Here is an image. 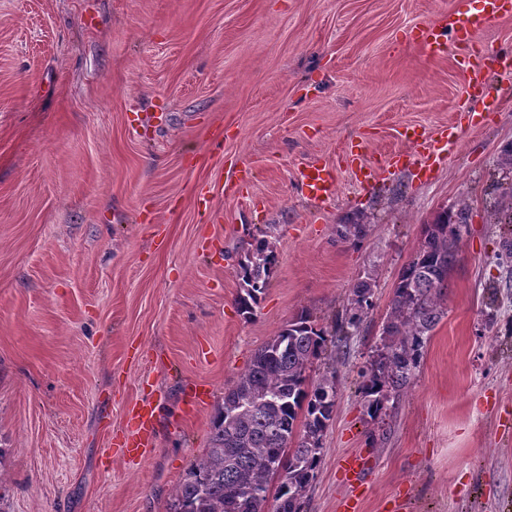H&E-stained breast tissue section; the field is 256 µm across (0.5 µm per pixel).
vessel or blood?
<instances>
[{"instance_id":"1","label":"vessel or blood","mask_w":512,"mask_h":512,"mask_svg":"<svg viewBox=\"0 0 512 512\" xmlns=\"http://www.w3.org/2000/svg\"><path fill=\"white\" fill-rule=\"evenodd\" d=\"M481 7L471 13L465 21L445 17L427 25L420 33L419 44L431 52H440L447 48L449 42L461 43L472 40L477 30L485 27L492 19L501 14L512 12V0H480ZM495 52H488L486 57L476 59L471 63L472 94L477 99H484L487 86L483 69L487 60L495 59ZM459 137L457 128L442 130L439 139H427L419 144L416 163L421 172H430L441 160L444 147L454 144ZM301 183L313 199L331 195L335 190V174L329 166L313 163L301 173ZM136 429L124 443L125 454L144 455L150 448L154 423L153 413L148 407H141L136 417Z\"/></svg>"}]
</instances>
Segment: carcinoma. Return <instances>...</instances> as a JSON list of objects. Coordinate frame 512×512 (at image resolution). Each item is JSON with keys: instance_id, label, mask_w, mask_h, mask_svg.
I'll return each mask as SVG.
<instances>
[{"instance_id": "carcinoma-1", "label": "carcinoma", "mask_w": 512, "mask_h": 512, "mask_svg": "<svg viewBox=\"0 0 512 512\" xmlns=\"http://www.w3.org/2000/svg\"><path fill=\"white\" fill-rule=\"evenodd\" d=\"M468 222L466 204L438 212L399 274L381 347L361 371L358 386L372 420L408 387L445 315L442 301ZM365 234L366 225L356 217L336 225L343 242L355 243ZM496 260L504 272L498 287L512 288V237L502 241ZM275 264L264 239L240 259L237 302L245 317L254 315ZM373 287L367 280L354 285L337 331L359 327L373 308ZM327 342L326 330L303 310L255 352L247 372L224 391L211 421L209 448L177 486L171 512H300L336 411V376L310 378Z\"/></svg>"}]
</instances>
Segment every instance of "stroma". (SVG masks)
<instances>
[{
  "label": "stroma",
  "instance_id": "stroma-1",
  "mask_svg": "<svg viewBox=\"0 0 512 512\" xmlns=\"http://www.w3.org/2000/svg\"><path fill=\"white\" fill-rule=\"evenodd\" d=\"M476 0H0V464L5 512H169L211 419L255 352L300 311L327 333L353 286L374 307L328 348L336 412L302 512H338V467L368 459L360 512H512V299L495 284L512 196L504 106L468 125L480 46L512 52V17L433 57L419 28ZM461 123L446 160L414 165L404 131ZM382 165L359 183L344 150ZM401 153L399 166L383 163ZM337 191L312 201L310 163ZM470 208L446 315L406 393L371 420L357 387L424 224ZM367 226L341 242L344 218ZM277 266L252 319L238 262ZM494 332H486L489 314ZM145 457L121 455L142 405Z\"/></svg>",
  "mask_w": 512,
  "mask_h": 512
}]
</instances>
